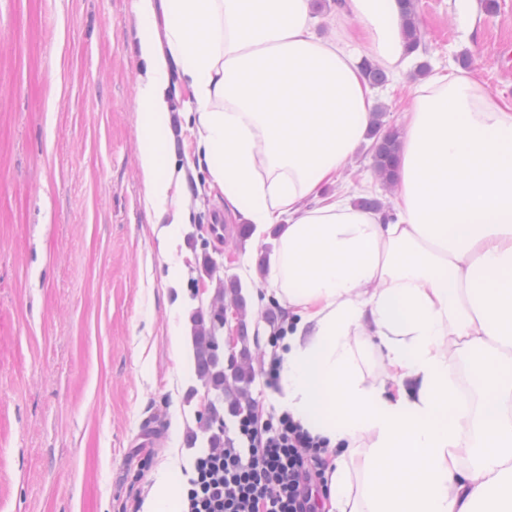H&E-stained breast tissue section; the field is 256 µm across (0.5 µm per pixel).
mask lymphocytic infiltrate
Listing matches in <instances>:
<instances>
[{
    "mask_svg": "<svg viewBox=\"0 0 512 512\" xmlns=\"http://www.w3.org/2000/svg\"><path fill=\"white\" fill-rule=\"evenodd\" d=\"M326 444L288 414L236 419L219 451L194 458L187 512H319Z\"/></svg>",
    "mask_w": 512,
    "mask_h": 512,
    "instance_id": "lymphocytic-infiltrate-1",
    "label": "lymphocytic infiltrate"
}]
</instances>
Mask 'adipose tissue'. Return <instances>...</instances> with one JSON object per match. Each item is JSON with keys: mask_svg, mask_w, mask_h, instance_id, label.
Returning <instances> with one entry per match:
<instances>
[{"mask_svg": "<svg viewBox=\"0 0 512 512\" xmlns=\"http://www.w3.org/2000/svg\"><path fill=\"white\" fill-rule=\"evenodd\" d=\"M133 8L139 165L147 204L168 214L158 239L190 220L161 134L176 72L225 206L279 229L274 285L293 319L276 400L338 452L329 512H512V101L434 71L401 118L391 212L363 210L320 192L366 141L375 99L344 38L315 35L311 0ZM341 18L406 71L399 0H342ZM307 196L316 204L301 207ZM361 343L398 392L364 372ZM459 350L473 359V411L448 377Z\"/></svg>", "mask_w": 512, "mask_h": 512, "instance_id": "obj_1", "label": "adipose tissue"}]
</instances>
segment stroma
Masks as SVG:
<instances>
[{
	"mask_svg": "<svg viewBox=\"0 0 512 512\" xmlns=\"http://www.w3.org/2000/svg\"><path fill=\"white\" fill-rule=\"evenodd\" d=\"M419 10V60L512 99V0H420ZM143 66L132 0H0V512H125L159 477L186 484L196 454L186 437L208 398L178 343L191 341L218 279L239 278L246 298L245 314H227L224 356L250 351L251 398L262 415L277 410L264 352L289 313L271 285L274 230L239 239L244 214L190 168L189 89L176 77L166 137L191 222L161 246L138 162ZM415 80L410 69L373 87L387 126L412 106ZM205 255L218 279L201 273ZM175 264L186 269L177 289ZM146 443L153 456L138 454Z\"/></svg>",
	"mask_w": 512,
	"mask_h": 512,
	"instance_id": "35a3bbf8",
	"label": "stroma"
}]
</instances>
